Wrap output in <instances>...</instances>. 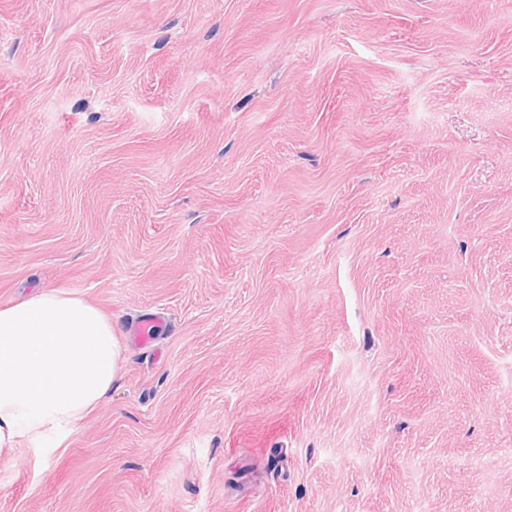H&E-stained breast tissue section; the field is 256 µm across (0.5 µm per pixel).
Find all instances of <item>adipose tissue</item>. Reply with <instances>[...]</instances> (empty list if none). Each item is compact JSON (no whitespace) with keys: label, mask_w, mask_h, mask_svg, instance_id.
<instances>
[{"label":"adipose tissue","mask_w":512,"mask_h":512,"mask_svg":"<svg viewBox=\"0 0 512 512\" xmlns=\"http://www.w3.org/2000/svg\"><path fill=\"white\" fill-rule=\"evenodd\" d=\"M112 320L83 296L44 288L0 308V457L65 438L112 391L121 368Z\"/></svg>","instance_id":"1"}]
</instances>
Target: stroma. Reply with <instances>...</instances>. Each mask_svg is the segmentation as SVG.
<instances>
[{"label":"stroma","instance_id":"stroma-1","mask_svg":"<svg viewBox=\"0 0 512 512\" xmlns=\"http://www.w3.org/2000/svg\"><path fill=\"white\" fill-rule=\"evenodd\" d=\"M43 287L122 365L0 512H512V0H0Z\"/></svg>","mask_w":512,"mask_h":512}]
</instances>
